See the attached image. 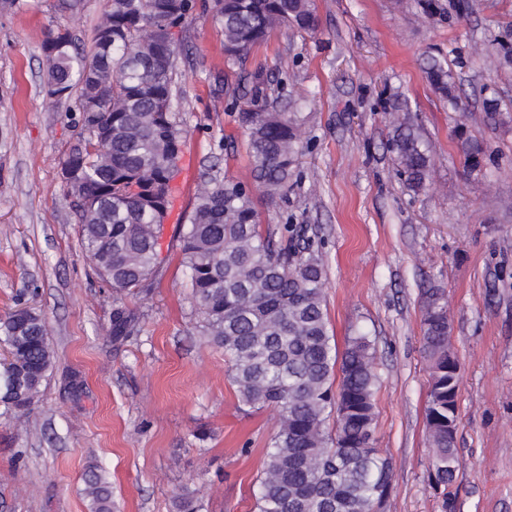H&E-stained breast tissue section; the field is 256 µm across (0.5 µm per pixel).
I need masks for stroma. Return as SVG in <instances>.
<instances>
[{"label":"stroma","mask_w":512,"mask_h":512,"mask_svg":"<svg viewBox=\"0 0 512 512\" xmlns=\"http://www.w3.org/2000/svg\"><path fill=\"white\" fill-rule=\"evenodd\" d=\"M317 28H282L224 60V36L196 8L177 41L183 154L149 288L119 295L94 273L61 180L80 128L74 101L44 91L42 46L65 29L89 49L105 0H20L0 11V315L46 319L54 362L34 403L0 414V512H88L83 473L101 465L113 512H258L272 409L237 407L224 351L199 333L176 241L199 184L251 185L243 113H297L302 150L286 198L253 200L263 227L304 224L327 280L330 332L376 347L375 439L392 458L385 512H512V0H314ZM481 144L466 163L458 113L427 77L432 60ZM501 110L488 114L484 101ZM407 102L433 166L424 189L396 174L388 106ZM444 291L461 366L448 488L427 441L431 370L423 291ZM136 330L110 339L112 315Z\"/></svg>","instance_id":"1"}]
</instances>
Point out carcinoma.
I'll return each mask as SVG.
<instances>
[{"instance_id":"1","label":"carcinoma","mask_w":512,"mask_h":512,"mask_svg":"<svg viewBox=\"0 0 512 512\" xmlns=\"http://www.w3.org/2000/svg\"><path fill=\"white\" fill-rule=\"evenodd\" d=\"M194 0H106L89 51L71 35L47 38L45 92L76 99L80 132L64 162L82 167L67 189L98 276L117 293L145 288L156 272L157 239L180 159L183 124L173 111L177 47L173 29L191 20ZM230 61L274 30L313 31V0H212ZM428 78L449 96L448 72L434 62ZM396 174L417 191L432 167L428 145L394 104L387 112ZM251 174L270 200L288 193L300 152L296 117L275 110L243 113ZM284 234L261 229L249 190L210 178L201 183L189 223L179 233L182 262L203 335L224 349L238 406H273L278 424L264 455L258 512H374L391 485L392 461L375 447L379 377L369 336L356 331L339 350L329 333L323 265L303 224ZM424 353L431 362L426 407L435 479L454 480L458 457L448 422L458 421L460 364L453 351L445 295L424 293ZM134 330L118 308L112 337ZM44 316L29 309L20 331L0 318V345L14 363L0 366V390L22 406L38 396L54 351ZM336 415V432L327 422ZM89 512H112L103 468L84 474Z\"/></svg>"}]
</instances>
